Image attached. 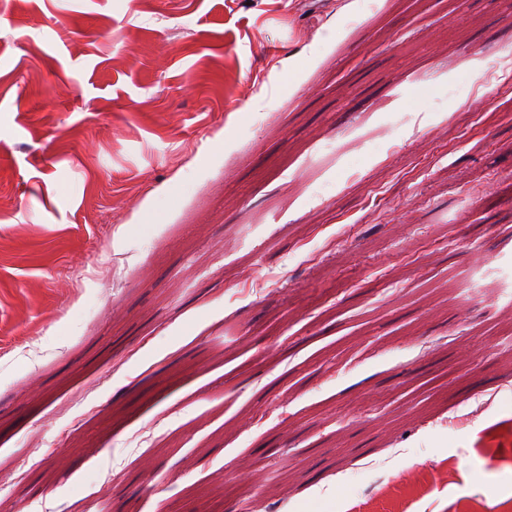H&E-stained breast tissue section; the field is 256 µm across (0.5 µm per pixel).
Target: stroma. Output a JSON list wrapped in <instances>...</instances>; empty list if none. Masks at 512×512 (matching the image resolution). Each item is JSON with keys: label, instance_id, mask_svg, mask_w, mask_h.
Returning a JSON list of instances; mask_svg holds the SVG:
<instances>
[{"label": "stroma", "instance_id": "obj_1", "mask_svg": "<svg viewBox=\"0 0 512 512\" xmlns=\"http://www.w3.org/2000/svg\"><path fill=\"white\" fill-rule=\"evenodd\" d=\"M507 183L512 0H0V512H501Z\"/></svg>", "mask_w": 512, "mask_h": 512}]
</instances>
